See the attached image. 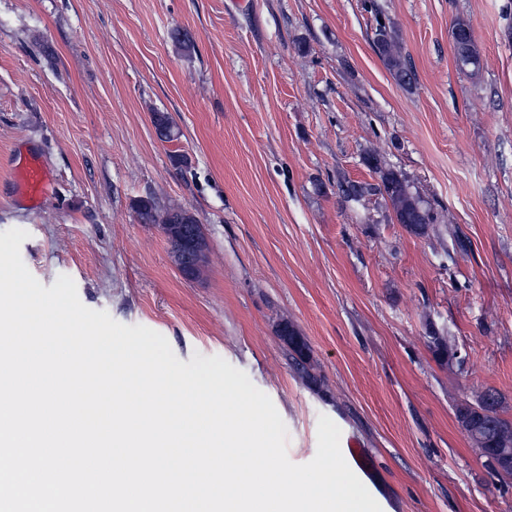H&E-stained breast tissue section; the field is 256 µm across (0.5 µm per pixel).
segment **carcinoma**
Returning <instances> with one entry per match:
<instances>
[{"instance_id":"carcinoma-1","label":"carcinoma","mask_w":512,"mask_h":512,"mask_svg":"<svg viewBox=\"0 0 512 512\" xmlns=\"http://www.w3.org/2000/svg\"><path fill=\"white\" fill-rule=\"evenodd\" d=\"M374 13V31L372 45L375 52L393 75L397 84L410 87L415 82V73L407 59L402 55L398 36L391 26L382 21V13L375 4H370ZM455 62L461 70L477 71L480 69V56L473 39L467 37L454 44ZM153 124L158 138L170 142L178 138L175 126L165 112L152 113ZM366 165L377 175V182L344 181L339 190L350 201H360L372 196L382 198L389 204L397 223L404 225L416 235L428 232L432 223L431 209L423 198L412 192L407 180L398 172L382 166L375 156L365 158ZM137 220L142 224H197L199 220L189 210L181 206L159 208L153 197L140 198L133 203ZM279 336L288 344L293 353L297 370L306 372L309 347L295 329L284 324L279 329ZM431 351L435 359L451 365L460 363L456 352L438 339L432 341ZM476 405L481 413L474 415L475 425L469 430L468 437L483 457L508 454L512 456V423L502 417V397L494 389L485 391Z\"/></svg>"}]
</instances>
